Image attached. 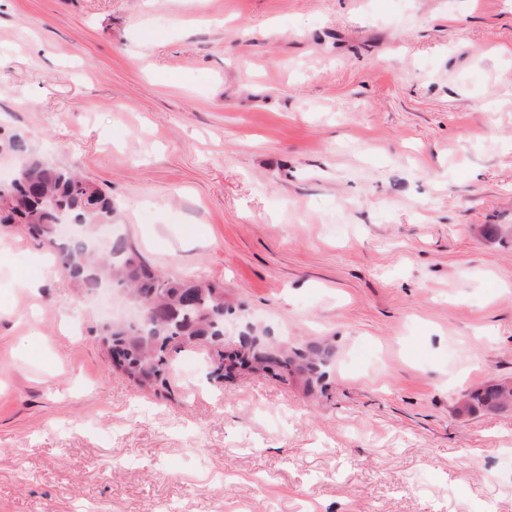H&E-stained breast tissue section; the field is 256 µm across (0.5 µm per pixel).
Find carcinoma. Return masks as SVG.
I'll list each match as a JSON object with an SVG mask.
<instances>
[{"label":"carcinoma","instance_id":"1","mask_svg":"<svg viewBox=\"0 0 512 512\" xmlns=\"http://www.w3.org/2000/svg\"><path fill=\"white\" fill-rule=\"evenodd\" d=\"M0 149L28 156L13 182L0 188V224L20 225L30 237L52 248L82 294L93 295L100 284L115 283L136 305L156 312L146 325L115 322L99 329L111 368L142 387L165 389L171 353L184 349L194 336L224 344V289L213 284L199 287L156 271L123 237L111 239L106 255H96L89 242L100 228L112 224V197L71 168L30 157L21 134L0 140ZM62 217L81 224L83 237L63 240L54 235L51 225ZM218 356L232 368L252 371L272 365L294 367L305 375L310 392L328 376L326 358L312 346L290 352L242 336L236 348L227 354L221 349ZM511 402L512 387L498 382L466 394L460 412L504 411Z\"/></svg>","mask_w":512,"mask_h":512}]
</instances>
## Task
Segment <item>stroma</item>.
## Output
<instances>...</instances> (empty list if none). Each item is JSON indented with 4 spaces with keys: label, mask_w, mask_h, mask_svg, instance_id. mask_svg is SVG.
Instances as JSON below:
<instances>
[{
    "label": "stroma",
    "mask_w": 512,
    "mask_h": 512,
    "mask_svg": "<svg viewBox=\"0 0 512 512\" xmlns=\"http://www.w3.org/2000/svg\"><path fill=\"white\" fill-rule=\"evenodd\" d=\"M109 195L224 339L325 393L110 370L108 316L0 226V512H512V0H0V136ZM496 224V239L484 225ZM466 398L461 413L472 414L479 410L504 411L512 402V387L501 382L489 384L482 389L464 395Z\"/></svg>",
    "instance_id": "1"
}]
</instances>
